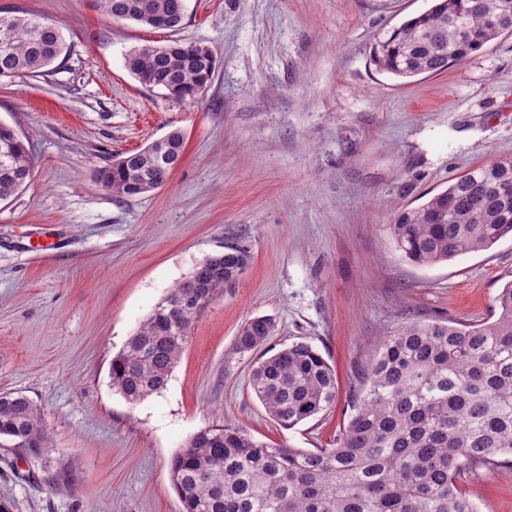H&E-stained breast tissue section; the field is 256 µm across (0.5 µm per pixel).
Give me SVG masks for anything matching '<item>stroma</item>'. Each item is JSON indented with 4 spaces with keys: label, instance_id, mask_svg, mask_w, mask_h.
Instances as JSON below:
<instances>
[{
    "label": "stroma",
    "instance_id": "1",
    "mask_svg": "<svg viewBox=\"0 0 512 512\" xmlns=\"http://www.w3.org/2000/svg\"><path fill=\"white\" fill-rule=\"evenodd\" d=\"M179 30L104 15L94 0H0V15L54 23L67 54L38 77L0 78V122L30 180L0 201V393L32 400L51 464L0 447L8 512H179L169 461L224 423L256 439L329 448L347 426L379 344L406 322L491 320L512 281V240L428 267L388 229L470 169L512 159V35L439 75L396 79L373 44L431 0H185ZM217 65L193 103L145 87L126 58L173 40ZM184 155L163 186L116 197L98 168L171 130ZM56 242L43 260L33 249ZM251 264L199 314L166 388L132 405L110 362L205 258ZM268 315L279 349L312 344L333 365L331 410L280 429L250 388L259 351L237 331ZM66 485L56 488L55 473ZM477 512H512V461L463 476Z\"/></svg>",
    "mask_w": 512,
    "mask_h": 512
}]
</instances>
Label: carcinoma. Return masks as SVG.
I'll list each match as a JSON object with an SVG mask.
<instances>
[{
    "label": "carcinoma",
    "instance_id": "obj_1",
    "mask_svg": "<svg viewBox=\"0 0 512 512\" xmlns=\"http://www.w3.org/2000/svg\"><path fill=\"white\" fill-rule=\"evenodd\" d=\"M116 20L154 27L183 0H96ZM0 78L41 73L62 54L59 28L10 17ZM512 33V0H433L378 41L370 61L400 79L436 75ZM137 80L177 101L198 99L216 60L200 44L144 46L128 56ZM173 130L97 170L115 196L156 189L181 161ZM32 165L15 129L0 122V200L30 179ZM391 235L403 256L431 266L512 239V160L479 166L418 206L398 212ZM251 261L243 246L209 256L139 323L112 358V388L135 405L165 389L191 325ZM496 318L471 325L446 318L412 321L379 345L366 385L333 448L272 446L219 424L196 433L170 462L181 512H475L458 480L512 456V282L495 298ZM274 320L255 316L236 346L250 352L273 335ZM251 389L267 415L290 430L336 403V373L307 342L256 362ZM0 440L20 457L49 459L51 438L23 395L0 393Z\"/></svg>",
    "mask_w": 512,
    "mask_h": 512
}]
</instances>
